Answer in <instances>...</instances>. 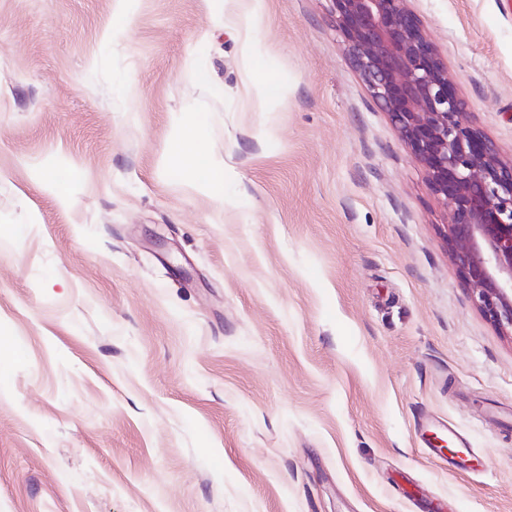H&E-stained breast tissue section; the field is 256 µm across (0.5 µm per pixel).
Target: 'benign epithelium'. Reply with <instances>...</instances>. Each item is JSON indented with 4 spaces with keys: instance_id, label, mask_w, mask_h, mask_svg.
Here are the masks:
<instances>
[{
    "instance_id": "1",
    "label": "benign epithelium",
    "mask_w": 512,
    "mask_h": 512,
    "mask_svg": "<svg viewBox=\"0 0 512 512\" xmlns=\"http://www.w3.org/2000/svg\"><path fill=\"white\" fill-rule=\"evenodd\" d=\"M347 57L452 202L444 238L483 315L512 334V159L469 117L448 67L408 0H329Z\"/></svg>"
}]
</instances>
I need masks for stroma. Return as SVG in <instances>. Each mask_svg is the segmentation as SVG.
I'll list each match as a JSON object with an SVG mask.
<instances>
[{"label": "stroma", "instance_id": "1", "mask_svg": "<svg viewBox=\"0 0 512 512\" xmlns=\"http://www.w3.org/2000/svg\"><path fill=\"white\" fill-rule=\"evenodd\" d=\"M408 6L511 157L512 0ZM450 210L329 0H0V512H512ZM174 153L191 164L209 187H224V167L203 151L194 132L175 147Z\"/></svg>", "mask_w": 512, "mask_h": 512}]
</instances>
